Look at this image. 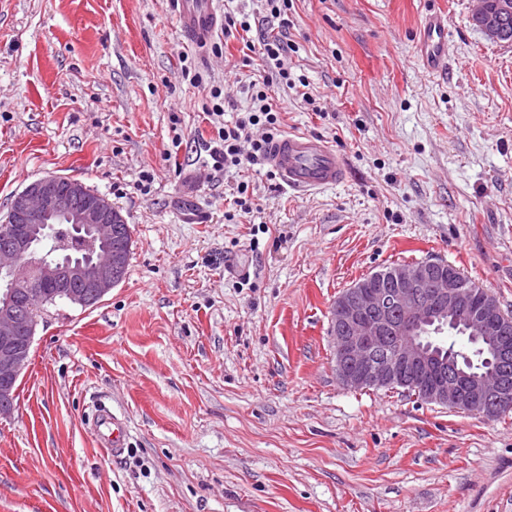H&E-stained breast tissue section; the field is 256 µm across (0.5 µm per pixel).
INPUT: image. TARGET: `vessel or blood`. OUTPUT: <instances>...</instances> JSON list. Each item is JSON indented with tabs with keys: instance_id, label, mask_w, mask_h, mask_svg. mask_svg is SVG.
Listing matches in <instances>:
<instances>
[{
	"instance_id": "b4317fda",
	"label": "vessel or blood",
	"mask_w": 512,
	"mask_h": 512,
	"mask_svg": "<svg viewBox=\"0 0 512 512\" xmlns=\"http://www.w3.org/2000/svg\"><path fill=\"white\" fill-rule=\"evenodd\" d=\"M170 6L184 41L197 49H205L224 24L214 0H170ZM417 50L429 71L442 72L448 55V27L441 13L426 16ZM267 162L283 184L298 193L331 187L345 178L344 165L336 149L322 139L305 134L291 132L272 140L267 149ZM92 428L103 446L116 454L123 450L127 426L115 413L106 408L99 410Z\"/></svg>"
}]
</instances>
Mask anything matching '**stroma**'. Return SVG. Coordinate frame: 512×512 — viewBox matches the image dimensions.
<instances>
[{"label":"stroma","mask_w":512,"mask_h":512,"mask_svg":"<svg viewBox=\"0 0 512 512\" xmlns=\"http://www.w3.org/2000/svg\"><path fill=\"white\" fill-rule=\"evenodd\" d=\"M448 21V69L415 35ZM470 0H293L282 131L340 154L300 195L218 167L241 39L206 52L169 0H0V217L58 175L106 196L133 246L96 306H45L0 418V512H512V414L344 388L331 312L361 277L442 259L512 313V43ZM199 84H190L189 74ZM311 102H304L303 94ZM153 174L140 190L141 172ZM249 179L253 211L225 220ZM124 418L120 455L88 424Z\"/></svg>","instance_id":"1"}]
</instances>
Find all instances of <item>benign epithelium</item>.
Segmentation results:
<instances>
[{"label": "benign epithelium", "instance_id": "benign-epithelium-1", "mask_svg": "<svg viewBox=\"0 0 512 512\" xmlns=\"http://www.w3.org/2000/svg\"><path fill=\"white\" fill-rule=\"evenodd\" d=\"M512 0H480L472 23L491 41L509 38ZM11 226L0 230V416L15 408L16 383L28 365L37 320L21 294L38 301L67 299L89 307L120 282L129 253L112 239L120 217L103 195L82 182L46 176L14 196ZM90 243L85 256L69 243ZM393 283H354L336 298L331 332L336 375L348 389L381 388L398 380L417 385L423 401L481 414L492 420L512 411V316L482 288L465 289L448 263L428 259L399 264ZM466 322L467 332L487 348L477 376L451 372L421 342L426 326L447 319Z\"/></svg>", "mask_w": 512, "mask_h": 512}]
</instances>
